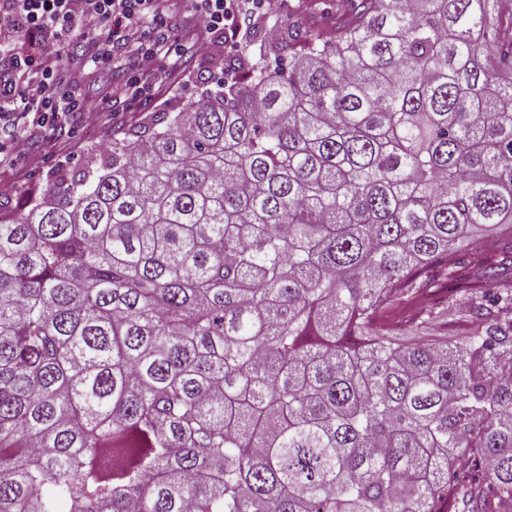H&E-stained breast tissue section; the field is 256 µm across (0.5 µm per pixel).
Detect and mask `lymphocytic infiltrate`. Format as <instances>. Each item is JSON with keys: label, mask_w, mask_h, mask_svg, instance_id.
<instances>
[{"label": "lymphocytic infiltrate", "mask_w": 512, "mask_h": 512, "mask_svg": "<svg viewBox=\"0 0 512 512\" xmlns=\"http://www.w3.org/2000/svg\"><path fill=\"white\" fill-rule=\"evenodd\" d=\"M232 0H190L189 34H173L176 0H0V163L25 155L26 129L58 126L87 111L74 90L99 67L113 65L115 51L132 62L131 75L108 87L102 101L148 100L163 60L198 56L208 33L247 20ZM90 41L94 53L82 66L63 65L73 43Z\"/></svg>", "instance_id": "f902f5d3"}]
</instances>
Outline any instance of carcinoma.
I'll use <instances>...</instances> for the list:
<instances>
[{
    "label": "carcinoma",
    "instance_id": "obj_1",
    "mask_svg": "<svg viewBox=\"0 0 512 512\" xmlns=\"http://www.w3.org/2000/svg\"><path fill=\"white\" fill-rule=\"evenodd\" d=\"M500 2L337 0L0 212V512H512ZM456 314L454 311H445L442 315L441 319L439 320V323L433 325L429 329L421 332L416 333L412 328H408L405 326V328L402 331L401 337L410 340L414 339L415 336H424L425 339H439L443 336H439L441 334H444L446 332V324L448 322V335L450 332V329L452 328L453 324L456 321Z\"/></svg>",
    "mask_w": 512,
    "mask_h": 512
}]
</instances>
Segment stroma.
Instances as JSON below:
<instances>
[{"mask_svg":"<svg viewBox=\"0 0 512 512\" xmlns=\"http://www.w3.org/2000/svg\"><path fill=\"white\" fill-rule=\"evenodd\" d=\"M335 3L336 0H288L281 16L262 19L258 38H251L248 31H240V45L247 52L259 53L261 47L285 36L290 27L323 23V9ZM210 43L206 57L178 61L176 78L164 80V92L154 99L149 110L166 111L180 97L196 94L203 74L215 70L217 62L234 58L235 52L228 47L224 32L212 33ZM146 111L133 108L126 112L77 113L59 128H31L26 155L0 168V208L13 209L31 187L45 184L48 174L58 165L79 163L88 149L106 143L114 132L138 126Z\"/></svg>","mask_w":512,"mask_h":512,"instance_id":"stroma-1","label":"stroma"}]
</instances>
